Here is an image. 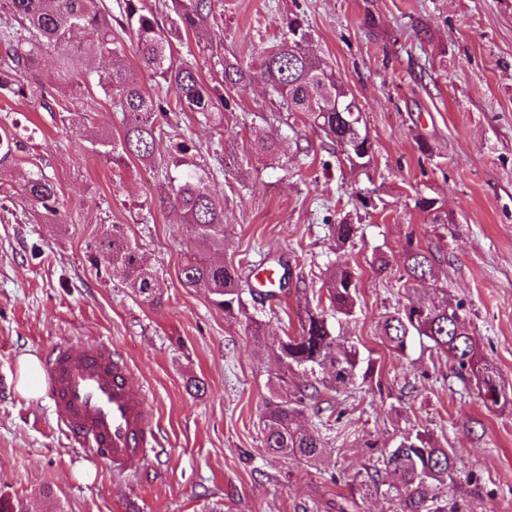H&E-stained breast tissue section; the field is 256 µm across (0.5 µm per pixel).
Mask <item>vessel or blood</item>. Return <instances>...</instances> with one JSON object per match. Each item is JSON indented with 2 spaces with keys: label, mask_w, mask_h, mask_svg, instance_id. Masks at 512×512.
<instances>
[{
  "label": "vessel or blood",
  "mask_w": 512,
  "mask_h": 512,
  "mask_svg": "<svg viewBox=\"0 0 512 512\" xmlns=\"http://www.w3.org/2000/svg\"><path fill=\"white\" fill-rule=\"evenodd\" d=\"M43 371L46 394L63 413L72 443L84 453L126 477L134 461L155 452V414L129 386L128 364L111 342L57 345Z\"/></svg>",
  "instance_id": "b4317fda"
}]
</instances>
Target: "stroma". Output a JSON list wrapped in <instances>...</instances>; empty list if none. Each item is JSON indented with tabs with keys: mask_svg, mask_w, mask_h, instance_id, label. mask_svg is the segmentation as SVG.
<instances>
[{
	"mask_svg": "<svg viewBox=\"0 0 512 512\" xmlns=\"http://www.w3.org/2000/svg\"><path fill=\"white\" fill-rule=\"evenodd\" d=\"M220 21L211 41L187 37L174 54L191 59L204 81L224 82V60H257L301 14L311 53L324 59L358 104L373 143L364 170L301 115L282 110L258 83L232 91L221 132L194 118L170 117L153 162L113 165L93 151L119 137V114L99 89L59 95L63 111L33 98L0 97V126L16 127L24 149L0 172V494L28 512H394L383 495L350 498L370 464L368 443L394 445L415 428L448 448L458 473L448 497L467 512H512V403L487 408L428 339L405 354L382 335L388 312L430 284L401 288L408 241L432 249L484 356L512 396V0H213ZM373 23H366V16ZM272 137L278 154L255 151ZM217 172L224 199V257L256 267L265 258L292 266L297 290L273 301L245 298V314L225 317L203 289L184 287L190 247L180 215L161 206L157 164L176 138ZM232 165H224V158ZM57 186L63 220L31 209L21 186L33 172ZM434 200L433 212L419 209ZM357 225L337 244L330 225ZM123 225L159 280L149 305L90 256L108 227ZM390 266L377 272L373 259ZM357 277L352 317L334 323L360 362L353 386L332 414L306 412L320 428L322 458L280 459L263 444V413L275 402L279 364L255 348L250 321L270 336L294 333L296 313L316 304L332 264ZM110 340L127 358L131 387L159 418L161 445L135 475L80 456L45 396L17 389L22 357H43L64 342ZM204 384L186 389L189 379Z\"/></svg>",
	"mask_w": 512,
	"mask_h": 512,
	"instance_id": "1",
	"label": "stroma"
}]
</instances>
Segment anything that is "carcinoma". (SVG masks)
I'll return each mask as SVG.
<instances>
[{
    "label": "carcinoma",
    "mask_w": 512,
    "mask_h": 512,
    "mask_svg": "<svg viewBox=\"0 0 512 512\" xmlns=\"http://www.w3.org/2000/svg\"><path fill=\"white\" fill-rule=\"evenodd\" d=\"M175 18L170 27L158 21L144 0H117L118 15L103 0H0V11L8 19L0 24V96H30L43 102L55 100L53 90L85 83L79 67L83 56H99L112 65L97 74V86L110 98L111 109L120 114L122 133L114 139L104 135L95 151L112 157L120 165L134 157L150 161L163 121L172 112L193 115L212 129L224 126V110L230 106L226 93L255 80L266 84L271 96L288 112L305 114L310 124L340 146L353 169H363L372 157L362 131V113L336 73L317 56L300 46L308 41L309 29L297 14L288 17V35L279 45L261 56L258 66L236 58H224V92L211 87L189 61L173 55L172 38L183 32L199 42L211 39L215 20L211 0H172ZM118 26L129 39L137 64L154 81L147 88L130 77L121 55L122 44L114 36ZM80 33L82 41L74 42ZM53 51L58 58L55 84L38 79L29 83L21 77L34 74L40 57ZM174 88L175 98L168 96ZM344 109L336 111V102ZM173 169L165 170L170 193L166 203L181 211L182 223L190 233L191 247L181 267V280L188 288H201L212 303L235 318L244 308L242 295H255L242 265L224 260V202L209 185L213 174L206 173L188 156L185 141L175 145ZM22 149L12 132L0 131V166L15 159ZM26 196L49 216L61 215L56 184L43 174H32L24 188ZM104 257L112 273L122 277L127 287L151 304H159L158 279L143 260L124 227L113 224L99 239L91 262ZM405 281L439 282L435 256L408 239L403 261ZM322 293L336 314L350 317L358 300L357 283L348 266L338 265L323 281ZM294 334L268 344L260 328L252 330L258 347H271L281 366L277 376L278 401L263 417L266 451L277 457L301 456L316 462L322 455L321 431L301 425L305 410L322 396V390L339 391L352 383L358 354L349 342L334 334L326 311L305 308L297 314ZM383 336L391 352L406 351L411 336L426 337L439 355L452 361L456 377L475 383L483 404L491 409L505 399V386L493 363L483 358L474 343L460 307L448 301L415 297L407 305L388 314ZM302 369L312 374L321 370L333 383L323 381L288 389V372ZM457 471L454 455L419 430L404 433L390 449L382 450L366 471L367 478L350 485L351 494L371 496L381 491L383 475L396 482L386 486V494L397 501V512H464L457 501L442 497L440 487Z\"/></svg>",
    "instance_id": "carcinoma-1"
}]
</instances>
